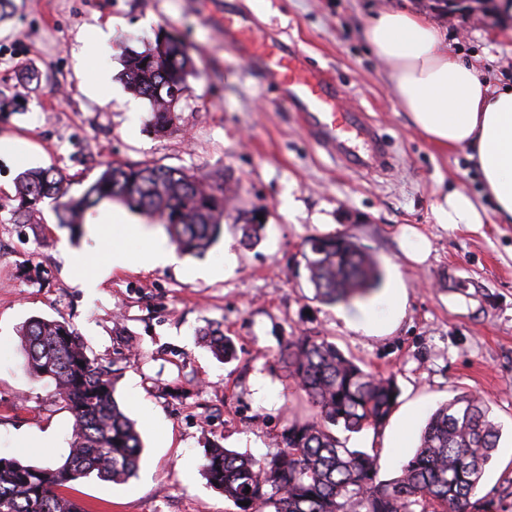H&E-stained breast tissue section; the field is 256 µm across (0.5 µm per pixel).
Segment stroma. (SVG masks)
<instances>
[{
	"label": "stroma",
	"instance_id": "obj_1",
	"mask_svg": "<svg viewBox=\"0 0 512 512\" xmlns=\"http://www.w3.org/2000/svg\"><path fill=\"white\" fill-rule=\"evenodd\" d=\"M406 1L446 24L453 55L512 80V36L480 12L459 28L432 0H14L0 23V139L21 146L0 156V457L59 465L69 452L72 414L52 381L23 370L19 336L29 318L58 319L96 365L115 371L116 398L144 442L127 483L92 475L64 494L88 512H234L202 473L206 448L262 458L280 448L291 420L312 418L278 357L289 338L325 336L397 377L386 426L348 441L375 448L380 479L398 476L441 403L471 393L502 429L478 496L485 512H512V224L435 221L439 192L477 198L481 180L465 150L441 149L408 123L364 39L374 10ZM228 11L254 15L265 34L294 42L311 67L333 75L345 90L340 108L365 113L388 140L391 169L359 172L316 146L225 41L219 21ZM161 28L190 46L194 72L175 126L158 134L146 125L148 101L118 73L125 49L144 50ZM108 162L223 176L238 187L235 208L264 209L260 242L242 245L228 222L203 255L147 270L138 262L146 235L168 234L135 212L121 227L101 205L80 238L46 202L41 223L12 220L6 203L23 170L53 168L77 196ZM408 225L431 244L425 263L399 245ZM334 234L378 259L383 281L370 305L400 293L402 313L383 330L355 329L347 321L355 306L314 299L302 253ZM116 246L126 266H113ZM227 252L235 265L210 276ZM210 322L232 337L237 359L220 362L201 343Z\"/></svg>",
	"mask_w": 512,
	"mask_h": 512
}]
</instances>
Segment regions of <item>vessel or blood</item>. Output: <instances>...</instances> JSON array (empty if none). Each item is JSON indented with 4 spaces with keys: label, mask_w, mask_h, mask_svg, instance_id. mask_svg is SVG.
Listing matches in <instances>:
<instances>
[{
    "label": "vessel or blood",
    "mask_w": 512,
    "mask_h": 512,
    "mask_svg": "<svg viewBox=\"0 0 512 512\" xmlns=\"http://www.w3.org/2000/svg\"><path fill=\"white\" fill-rule=\"evenodd\" d=\"M253 32L251 18L225 13V38L250 54L262 82L278 90L290 109L305 114L309 133L317 145L354 170L388 171L393 157L377 127L363 113L338 111L343 89L333 88L328 79L311 70L293 44L275 40L264 48L255 43Z\"/></svg>",
    "instance_id": "obj_1"
}]
</instances>
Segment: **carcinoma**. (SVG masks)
Instances as JSON below:
<instances>
[{"mask_svg": "<svg viewBox=\"0 0 512 512\" xmlns=\"http://www.w3.org/2000/svg\"><path fill=\"white\" fill-rule=\"evenodd\" d=\"M193 67L189 46L162 31L150 48L123 55L119 79L150 103L148 122L163 131L174 123L171 102L187 91ZM231 193L222 182L176 168L108 163L74 196L56 172L28 168L18 176L12 217L32 224L39 205L49 199L58 224L79 234L88 212L104 201H118L159 218L180 251L198 256L220 239L224 220L231 217ZM259 214L254 209L234 217L246 245L260 240ZM303 259L314 299L325 304L365 300L382 279L376 258L347 234L312 242ZM20 334L25 370L53 381L67 403L74 419L72 442L64 463L55 468L0 458V512H86L59 489L92 473L103 481L127 482L141 460L140 433L116 401L115 377L94 365L73 327L33 317ZM202 339L218 360L236 358L235 343L219 324L204 328ZM281 357L317 414L289 423L282 448L262 459L221 446L207 449L203 475L235 512L267 507L274 512H468L501 437L484 401L463 394L440 404L400 474L383 481L376 455L347 447L334 430L358 434L384 427L400 395L396 377L365 369L320 336L291 338Z\"/></svg>", "mask_w": 512, "mask_h": 512, "instance_id": "obj_1", "label": "carcinoma"}]
</instances>
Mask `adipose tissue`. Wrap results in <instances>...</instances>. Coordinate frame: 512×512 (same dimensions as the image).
Wrapping results in <instances>:
<instances>
[{
	"label": "adipose tissue",
	"mask_w": 512,
	"mask_h": 512,
	"mask_svg": "<svg viewBox=\"0 0 512 512\" xmlns=\"http://www.w3.org/2000/svg\"><path fill=\"white\" fill-rule=\"evenodd\" d=\"M363 33L410 125L440 148L467 149L494 206L485 211L454 189L436 199L437 223L482 224L491 217L512 224V83L492 81L480 65L454 58L444 26L411 6L377 10Z\"/></svg>",
	"instance_id": "obj_1"
}]
</instances>
